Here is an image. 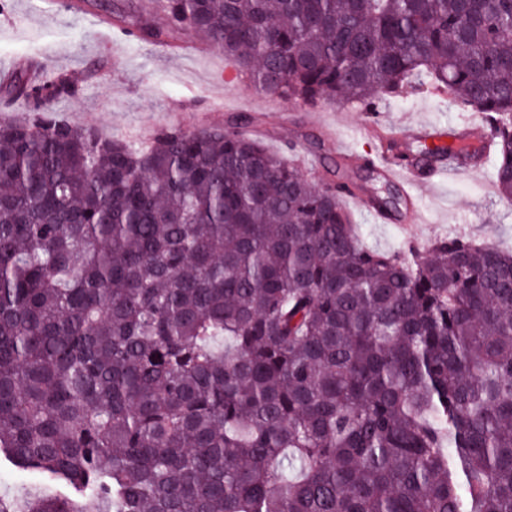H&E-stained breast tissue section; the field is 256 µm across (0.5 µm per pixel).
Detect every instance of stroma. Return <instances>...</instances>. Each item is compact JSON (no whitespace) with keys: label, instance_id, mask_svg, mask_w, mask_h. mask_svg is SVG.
Returning <instances> with one entry per match:
<instances>
[{"label":"stroma","instance_id":"obj_1","mask_svg":"<svg viewBox=\"0 0 512 512\" xmlns=\"http://www.w3.org/2000/svg\"><path fill=\"white\" fill-rule=\"evenodd\" d=\"M79 2V8L60 13L47 8L45 0H0V70L35 59L46 74H67L78 93L56 103V110L105 138L143 145L166 125L193 130L247 115L257 119L269 149L294 145L291 159L318 182L325 180L336 152L315 150L313 141L329 139L346 147L351 162L345 175L369 195L403 189L357 160L375 145L378 132L428 122L458 127L473 118L443 99L412 91L383 102L374 118L349 106L305 109L257 91L246 73L230 69L222 52L192 49L191 34L181 35L177 49L122 38L113 17L128 0ZM493 165L489 159L478 171L441 175L418 185V218L412 223L383 224L366 209L352 207L364 243L395 251L409 242L422 245L441 236L466 235L512 250V201L495 190Z\"/></svg>","mask_w":512,"mask_h":512}]
</instances>
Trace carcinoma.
<instances>
[{"mask_svg":"<svg viewBox=\"0 0 512 512\" xmlns=\"http://www.w3.org/2000/svg\"><path fill=\"white\" fill-rule=\"evenodd\" d=\"M261 92L479 112L512 200V0H161ZM0 124V512H512V252L367 247L343 192L229 126L147 146ZM384 195L370 209L389 216ZM41 481L38 474L20 471L3 459L0 462V492H13Z\"/></svg>","mask_w":512,"mask_h":512,"instance_id":"cac0c4a2","label":"carcinoma"}]
</instances>
